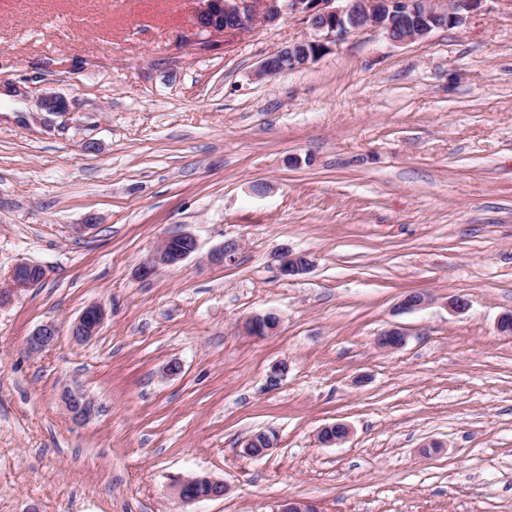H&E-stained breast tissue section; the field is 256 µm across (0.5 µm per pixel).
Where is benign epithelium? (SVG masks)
Returning a JSON list of instances; mask_svg holds the SVG:
<instances>
[{
    "label": "benign epithelium",
    "instance_id": "benign-epithelium-1",
    "mask_svg": "<svg viewBox=\"0 0 512 512\" xmlns=\"http://www.w3.org/2000/svg\"><path fill=\"white\" fill-rule=\"evenodd\" d=\"M195 28L197 34L211 35L225 31H246L261 22L275 24L283 14L302 17L314 32V37L288 44L265 58L258 75L271 76L302 68L336 48V44L350 33L366 27L383 31L393 42H412L426 38L437 28L456 26L465 15L481 8L485 0H446V7L435 0H262V8L255 7V0H196ZM198 249L197 239L188 232H172L163 237L153 253L141 265L142 275H150L161 266L178 264ZM241 244L227 240L210 255L215 264L237 262ZM278 273L285 278H295L306 273L313 265L310 258L299 261V254L287 248L275 253ZM44 277L41 266L22 263L13 270V282L22 287L39 283ZM432 301L430 294L412 291L404 295L399 307L405 311L419 310ZM106 317L100 303L85 307L72 326L77 341L95 336ZM57 337L52 323L36 327L26 339L27 349L39 353L51 346ZM407 333L396 327L387 330L377 339L380 348L391 352L406 344ZM65 404L72 419L80 422L94 410L93 402L79 391H68Z\"/></svg>",
    "mask_w": 512,
    "mask_h": 512
}]
</instances>
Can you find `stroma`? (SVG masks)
I'll list each match as a JSON object with an SVG mask.
<instances>
[{
    "mask_svg": "<svg viewBox=\"0 0 512 512\" xmlns=\"http://www.w3.org/2000/svg\"><path fill=\"white\" fill-rule=\"evenodd\" d=\"M195 7L0 0V289L44 269L0 306V512H512V0L264 78L307 24L206 49ZM175 231L195 255L141 277ZM229 239L238 261L209 263ZM283 246L313 268L280 277ZM409 291L431 304L399 310ZM93 302L107 317L75 341ZM270 312L275 333L242 331ZM394 325L406 345L380 350ZM68 388L95 403L83 423ZM336 422L350 438L322 445ZM258 431L275 446L247 456ZM195 474L224 496L182 503ZM44 277V270L40 265L22 263L13 270V282L22 287H29L39 283ZM57 337V328L53 323H45L36 327L26 339L27 349L31 353H39L51 346Z\"/></svg>",
    "mask_w": 512,
    "mask_h": 512,
    "instance_id": "stroma-1",
    "label": "stroma"
}]
</instances>
